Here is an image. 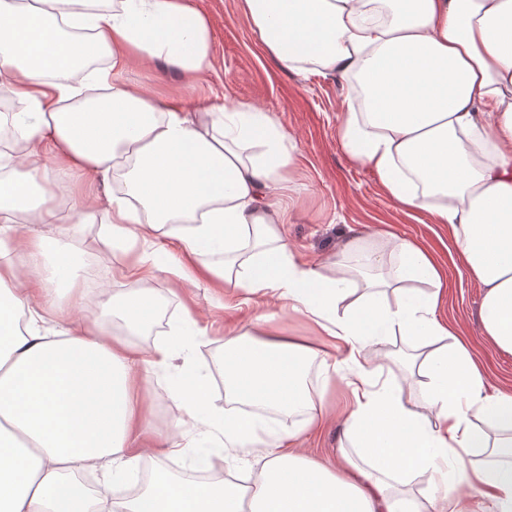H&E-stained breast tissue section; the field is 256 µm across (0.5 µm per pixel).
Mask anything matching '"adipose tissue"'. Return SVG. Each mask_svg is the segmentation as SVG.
Segmentation results:
<instances>
[{
  "label": "adipose tissue",
  "instance_id": "adipose-tissue-1",
  "mask_svg": "<svg viewBox=\"0 0 512 512\" xmlns=\"http://www.w3.org/2000/svg\"><path fill=\"white\" fill-rule=\"evenodd\" d=\"M283 67L343 80L340 141L374 172L394 206L451 225L454 247L482 289L479 320L512 354V0H240ZM213 35L191 0H0V90L24 103L13 125L22 146L0 152V512H406L401 478L443 486L431 512H470L477 491L491 512H512V393H484L463 340L405 354L423 374L418 401L384 380L369 347L454 336L439 312L443 269L423 247L395 239L396 270L376 247L383 231L346 242L329 267L298 264L280 224L293 155L279 123L250 103L186 112L123 80L132 62H161L188 80L211 65ZM100 93L73 82L84 68ZM123 194L89 198L104 210L116 260L138 286L88 294L73 252L20 233L18 223L79 222L52 203L42 167ZM27 255L17 273L10 254ZM272 294L304 316L311 338L290 336L271 313L224 338V394L214 403L191 354L205 331L183 312L151 347L117 327L152 326L155 272ZM432 285L426 293L413 281ZM342 374L354 397L340 412L346 446L328 466L292 447L322 425L327 386L306 383L312 361ZM163 374L180 416H153L145 373ZM304 414L276 432L259 410ZM246 448L259 469L250 492L156 465L143 492L88 493L145 457L197 454L202 441Z\"/></svg>",
  "mask_w": 512,
  "mask_h": 512
}]
</instances>
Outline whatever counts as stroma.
<instances>
[{
  "mask_svg": "<svg viewBox=\"0 0 512 512\" xmlns=\"http://www.w3.org/2000/svg\"><path fill=\"white\" fill-rule=\"evenodd\" d=\"M208 15L213 33V67L188 83L181 75L151 62L130 69L129 82L149 87L155 95L175 99L186 111H198L207 101L233 104L249 102L268 112L293 138L295 167L292 189L283 198L288 211L284 236L297 258L321 266L340 253L353 236L373 228L388 230L428 250L445 271L441 317L458 326L485 376V391H512V355L499 351L483 336L478 319L482 292L454 251L450 225L435 223L424 211H403L389 200L377 177L342 149L337 116L348 93L344 82L314 73L283 68L264 49L239 0H195ZM41 233L57 238L74 252L93 254L97 278L113 293L135 289L136 281L123 277L100 216L61 230L44 225ZM164 320L173 319L189 306L207 325L208 334L193 353L202 374L220 370L224 349L225 312L215 305L223 289L203 281L177 286L166 274L152 280ZM327 399L332 411L321 428L304 432L296 447L310 449L319 460H332L343 438V427L334 417L348 403L343 380H336Z\"/></svg>",
  "mask_w": 512,
  "mask_h": 512,
  "instance_id": "35a3bbf8",
  "label": "stroma"
}]
</instances>
